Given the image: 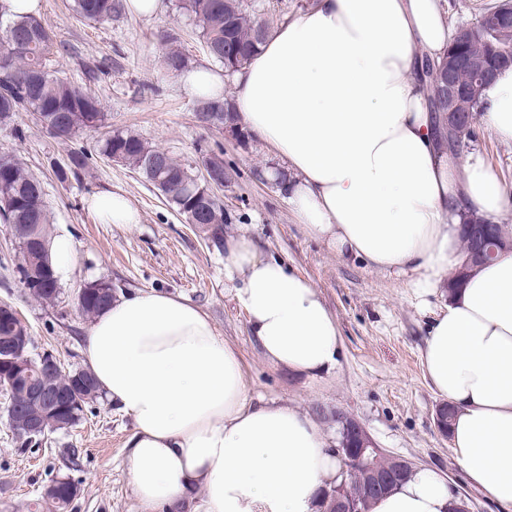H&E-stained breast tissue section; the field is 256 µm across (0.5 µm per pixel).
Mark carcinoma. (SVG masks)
<instances>
[{"instance_id": "1", "label": "carcinoma", "mask_w": 512, "mask_h": 512, "mask_svg": "<svg viewBox=\"0 0 512 512\" xmlns=\"http://www.w3.org/2000/svg\"><path fill=\"white\" fill-rule=\"evenodd\" d=\"M180 12L192 17L200 29L208 55L227 70L246 63L271 34L248 20L243 0H179ZM0 3V56H6L10 78L0 83V128L8 127L15 137L25 136L23 128L14 125V118L28 112L48 125L50 136L68 141L84 130L103 131L98 140L99 157L110 161L112 152L121 150L130 160V169L140 173L151 185H157V174L145 165L143 158L154 154L166 161L173 182L159 189L161 196L186 216L200 205L210 211L211 223L224 226V205L217 196L209 195L194 180V168L167 152L155 148L132 131L107 129V115L99 101L87 89L57 75L48 66L50 57L65 47L57 43L54 33L36 16L17 19L5 16ZM72 11L89 23H104L119 14V0H73ZM167 46L163 67L168 72L188 68L189 58L179 47L178 35L165 31L160 36ZM88 173V157L80 152L68 154V163L55 167L59 182L76 180ZM0 216L12 225L18 239L15 272L31 283L32 295L43 303L55 302L60 294L59 280L50 257V216L40 180L30 174L9 153L0 151ZM115 298L112 284L105 281L88 283L78 301V308L87 318L95 317ZM18 318L0 313V343L18 337ZM49 382L68 396L55 412L47 411L31 396L26 385L13 388L15 427L23 430L30 417L36 416L49 427L66 429L80 422L90 403L100 397L91 374L82 369L52 375ZM72 503L65 484L57 487L54 500L39 497L36 512H66Z\"/></svg>"}]
</instances>
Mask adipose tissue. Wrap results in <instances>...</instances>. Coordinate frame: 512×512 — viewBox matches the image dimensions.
<instances>
[{
    "instance_id": "adipose-tissue-1",
    "label": "adipose tissue",
    "mask_w": 512,
    "mask_h": 512,
    "mask_svg": "<svg viewBox=\"0 0 512 512\" xmlns=\"http://www.w3.org/2000/svg\"><path fill=\"white\" fill-rule=\"evenodd\" d=\"M452 37L439 0H315L232 73L179 76L195 98L235 92L241 130L279 159L300 224L339 254L409 275L421 292L461 264L467 213L497 220L512 198L480 155L457 163L434 136L425 59ZM480 122L512 142V69L488 86ZM108 224L139 215L119 191L86 201ZM224 274L273 366L316 376L339 355L334 316L292 266L246 236L224 241ZM87 371L134 426L127 468L144 512H316L340 467L317 422L291 403L248 394L243 363L209 315L152 290L117 297L88 328ZM436 394L456 408L451 437L471 485L512 512V251L474 274L434 320L421 355ZM443 475L415 472L369 512H449Z\"/></svg>"
}]
</instances>
